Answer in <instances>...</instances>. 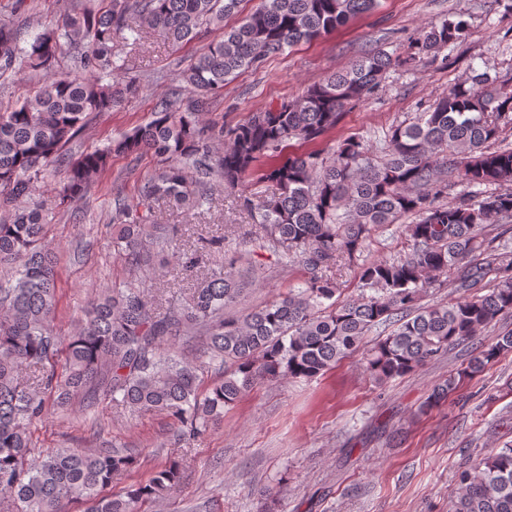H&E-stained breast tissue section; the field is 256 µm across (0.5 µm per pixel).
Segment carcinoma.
<instances>
[{
	"label": "carcinoma",
	"instance_id": "cac0c4a2",
	"mask_svg": "<svg viewBox=\"0 0 512 512\" xmlns=\"http://www.w3.org/2000/svg\"><path fill=\"white\" fill-rule=\"evenodd\" d=\"M242 0H105L88 3L55 26L31 34L0 24V78L41 72L45 79L22 100L0 109V493L17 512H140L186 478L183 463L170 460L145 483L117 496L105 494L130 471L136 457L108 448H47L33 455V428L51 411L68 407L85 388L134 412H166L173 433L188 443L220 419L246 391L283 378L312 380L358 350L377 325L391 331L365 352L366 370L378 382L404 376L460 345L490 337L467 365L435 386L418 412L448 399L465 378L512 351V332L493 334L512 314V252L483 247L482 230L512 217V149L495 147L502 122L512 121V81L477 73L448 87L424 111L394 125L375 148L362 137L327 147L344 113L380 87L391 68L413 70L435 61L463 39L468 24L452 16L423 28L400 51L363 53L332 72L234 125L203 122L210 96L271 55L319 39L375 9L378 0H260L241 14ZM176 45L206 26L234 27L211 43L177 76L181 88L161 99L152 119L107 146L75 157L67 146L92 116L110 112L135 95L122 82L123 66L112 59V33L129 30L132 44L146 38L128 16ZM80 46L75 70L55 73L63 45ZM151 154L159 171L133 201L114 200L117 255L132 276L99 289L83 310L75 332L55 326L59 269L46 240L52 201L40 185L60 173L57 197L80 198L110 168L112 155ZM268 160L255 184L270 193L239 198L258 227L259 245L296 260L307 277L263 307L241 316L228 310L246 291L238 258L207 269L178 305L150 303L137 273L166 257L189 276L224 240L199 237L176 246L179 229L155 220L156 202L168 199L194 210L211 206L201 190L212 177L235 188ZM495 184L476 200L440 203L448 188ZM404 217L409 252L393 262L359 267L371 290L341 301L326 271L353 264L373 233ZM496 283L481 295L489 273ZM442 276L448 286L471 291L454 303L418 305ZM191 346L198 362L179 348ZM218 377L201 388V376ZM451 512H512V443L492 450L458 475Z\"/></svg>",
	"mask_w": 512,
	"mask_h": 512
}]
</instances>
